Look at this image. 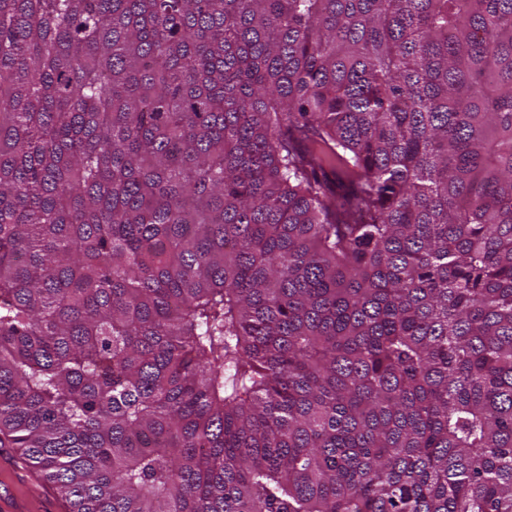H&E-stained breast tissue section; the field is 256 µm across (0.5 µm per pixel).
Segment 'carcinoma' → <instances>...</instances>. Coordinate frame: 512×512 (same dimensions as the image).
Returning a JSON list of instances; mask_svg holds the SVG:
<instances>
[{"mask_svg": "<svg viewBox=\"0 0 512 512\" xmlns=\"http://www.w3.org/2000/svg\"><path fill=\"white\" fill-rule=\"evenodd\" d=\"M0 447L69 512H512V0H0Z\"/></svg>", "mask_w": 512, "mask_h": 512, "instance_id": "obj_1", "label": "carcinoma"}]
</instances>
